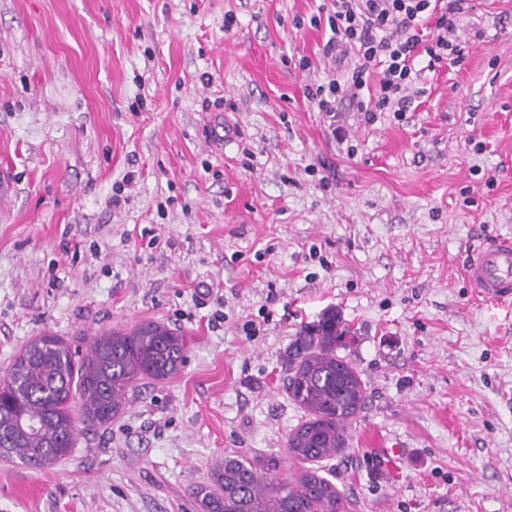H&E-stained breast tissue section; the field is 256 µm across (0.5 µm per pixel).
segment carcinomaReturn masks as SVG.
Instances as JSON below:
<instances>
[{"instance_id":"1","label":"carcinoma","mask_w":512,"mask_h":512,"mask_svg":"<svg viewBox=\"0 0 512 512\" xmlns=\"http://www.w3.org/2000/svg\"><path fill=\"white\" fill-rule=\"evenodd\" d=\"M349 336L330 310L297 333L288 355V397L308 414L286 443L294 459L321 462L345 452L346 425L364 409L356 369L336 349ZM182 334L158 322L96 336L89 354H75L56 336H40L0 380V457L44 468L72 453L75 421L104 426L123 411L140 380L164 381L183 361ZM201 512H347L335 484L306 470L293 477L280 462L242 453L224 457L209 481L190 486Z\"/></svg>"}]
</instances>
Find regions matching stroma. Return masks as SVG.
<instances>
[{
  "label": "stroma",
  "instance_id": "35a3bbf8",
  "mask_svg": "<svg viewBox=\"0 0 512 512\" xmlns=\"http://www.w3.org/2000/svg\"><path fill=\"white\" fill-rule=\"evenodd\" d=\"M469 4L461 65L369 123L307 96L322 0H0V376L45 333L186 338L68 458H0V512H199L237 452L301 473L284 358L330 308L368 395L323 464L351 512H512V301L464 275L512 235V0Z\"/></svg>",
  "mask_w": 512,
  "mask_h": 512
}]
</instances>
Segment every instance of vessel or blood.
Returning a JSON list of instances; mask_svg holds the SVG:
<instances>
[{
	"instance_id": "obj_1",
	"label": "vessel or blood",
	"mask_w": 512,
	"mask_h": 512,
	"mask_svg": "<svg viewBox=\"0 0 512 512\" xmlns=\"http://www.w3.org/2000/svg\"><path fill=\"white\" fill-rule=\"evenodd\" d=\"M465 275L472 288L493 302L512 299V237L500 236L473 251Z\"/></svg>"
}]
</instances>
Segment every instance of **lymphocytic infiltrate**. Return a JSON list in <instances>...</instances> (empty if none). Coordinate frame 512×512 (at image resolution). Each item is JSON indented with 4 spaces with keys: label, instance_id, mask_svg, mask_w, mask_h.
I'll list each match as a JSON object with an SVG mask.
<instances>
[{
    "label": "lymphocytic infiltrate",
    "instance_id": "lymphocytic-infiltrate-1",
    "mask_svg": "<svg viewBox=\"0 0 512 512\" xmlns=\"http://www.w3.org/2000/svg\"><path fill=\"white\" fill-rule=\"evenodd\" d=\"M466 0H329L325 45L340 74L310 91L320 111L347 101L374 116L403 118L424 90L423 71L459 64L464 48L451 34Z\"/></svg>",
    "mask_w": 512,
    "mask_h": 512
}]
</instances>
